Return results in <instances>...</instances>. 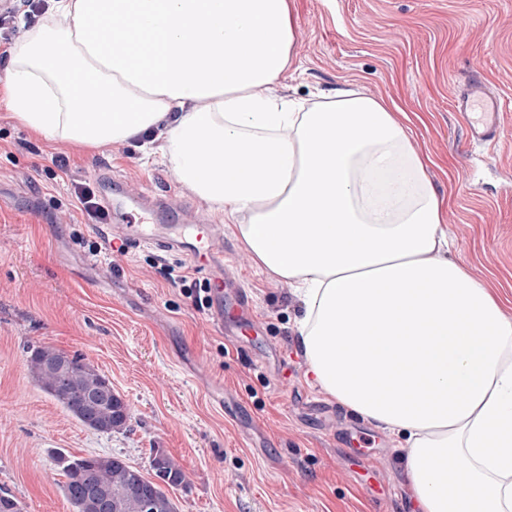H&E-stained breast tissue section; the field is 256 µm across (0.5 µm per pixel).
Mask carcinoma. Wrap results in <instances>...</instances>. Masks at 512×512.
<instances>
[{
	"mask_svg": "<svg viewBox=\"0 0 512 512\" xmlns=\"http://www.w3.org/2000/svg\"><path fill=\"white\" fill-rule=\"evenodd\" d=\"M28 369L35 382L84 426L101 433L128 427V405L119 394L104 391L107 378L79 356L48 345L32 346ZM56 463L66 477L63 491L72 512H97L92 499L79 494L87 481L108 497L109 512H177L164 487L181 485L185 474L162 448L151 449V479L117 456L59 452Z\"/></svg>",
	"mask_w": 512,
	"mask_h": 512,
	"instance_id": "1",
	"label": "carcinoma"
}]
</instances>
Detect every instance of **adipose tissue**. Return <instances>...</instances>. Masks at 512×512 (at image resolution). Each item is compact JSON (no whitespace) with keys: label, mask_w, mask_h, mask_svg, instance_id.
I'll use <instances>...</instances> for the list:
<instances>
[{"label":"adipose tissue","mask_w":512,"mask_h":512,"mask_svg":"<svg viewBox=\"0 0 512 512\" xmlns=\"http://www.w3.org/2000/svg\"><path fill=\"white\" fill-rule=\"evenodd\" d=\"M52 11L0 69V105L40 136L91 147L165 129L180 180L297 292L313 383L403 438L417 512H512V321L437 259L441 201L391 110L358 91L313 107L257 96L290 61V0ZM244 151L246 171L232 160ZM361 331L362 346L347 344Z\"/></svg>","instance_id":"adipose-tissue-1"}]
</instances>
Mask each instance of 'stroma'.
<instances>
[{"mask_svg": "<svg viewBox=\"0 0 512 512\" xmlns=\"http://www.w3.org/2000/svg\"><path fill=\"white\" fill-rule=\"evenodd\" d=\"M292 3L290 65L259 94L313 103L360 90L390 107L442 201L448 260L512 321V0ZM473 80L503 102L501 136L486 147L469 143L454 110ZM165 144L81 148L43 139L0 107V488L23 512H71L57 451L114 455L145 473L162 448L186 475L168 491L177 512H415L400 438L307 381L296 292L259 269L223 211L179 180ZM59 153L69 173L53 164ZM74 178L172 195L165 224L191 212L222 225L224 266L242 281L256 327L225 336L164 278L162 258L211 280L188 254L91 253L100 235L71 197ZM31 345L94 365L129 405L127 429L100 433L69 415L30 376Z\"/></svg>", "mask_w": 512, "mask_h": 512, "instance_id": "stroma-1", "label": "stroma"}]
</instances>
